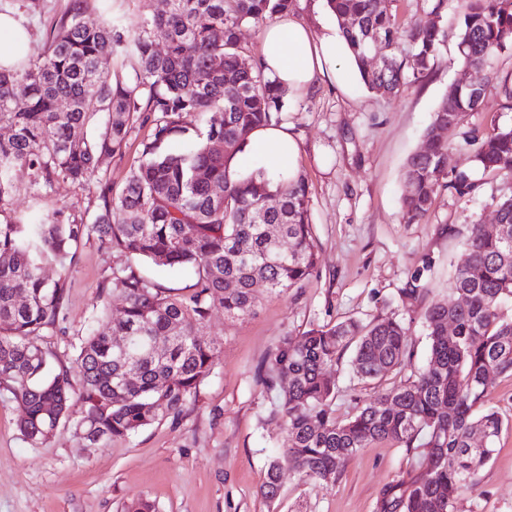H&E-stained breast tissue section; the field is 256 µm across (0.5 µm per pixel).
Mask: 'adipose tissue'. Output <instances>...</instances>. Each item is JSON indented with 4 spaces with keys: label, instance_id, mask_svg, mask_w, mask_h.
I'll return each mask as SVG.
<instances>
[{
    "label": "adipose tissue",
    "instance_id": "obj_1",
    "mask_svg": "<svg viewBox=\"0 0 512 512\" xmlns=\"http://www.w3.org/2000/svg\"><path fill=\"white\" fill-rule=\"evenodd\" d=\"M0 68L11 69L28 59L30 38L11 15L0 13ZM259 63L271 77L289 91L308 92L317 80L333 77L347 85L355 63L340 30L331 25L313 32L294 16H287L263 27L260 34ZM298 147L292 135L283 128L263 127L253 132L249 154L272 156L279 168H294Z\"/></svg>",
    "mask_w": 512,
    "mask_h": 512
}]
</instances>
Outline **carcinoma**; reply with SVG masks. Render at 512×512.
Listing matches in <instances>:
<instances>
[{"mask_svg":"<svg viewBox=\"0 0 512 512\" xmlns=\"http://www.w3.org/2000/svg\"><path fill=\"white\" fill-rule=\"evenodd\" d=\"M295 0H169L147 14L137 32L120 28L109 10L84 21L86 0L50 28L44 52L19 69H0V208L19 174L34 189L59 179L98 183L92 223L64 208H30L0 222V385L24 409L17 427L42 445L69 426L89 444L126 438L157 420L178 417L213 371V350L202 339L213 310L241 319L260 304L258 282L271 295L300 288L313 275L317 252L309 187L299 172L233 169L253 130L285 120L288 89L242 57L241 31L294 10ZM359 69L362 85L396 94L425 76L448 32L439 24L447 0H431L423 18L405 26L385 0H327ZM455 63L489 71L504 108L512 110V73L492 67L512 50V0H460ZM222 36L216 37L215 30ZM165 43L158 48L155 32ZM131 68L135 80L124 74ZM24 94L25 106L16 105ZM484 88L461 78L448 86L425 131L427 150L407 161L403 219L417 224L435 194L476 189L468 173L448 175V149L465 117L478 110ZM108 114L95 139L87 128ZM201 117L204 139L171 152L166 144L187 134L184 118ZM147 129L140 158L120 186L99 177L108 157L125 153L131 134ZM224 141V153L211 148ZM473 165L512 174V126L475 142ZM220 187L223 199L214 197ZM496 233L467 228L452 278L465 303H432L422 314L429 339L423 369L336 420V383L326 376L351 350L364 382L405 365L409 328L395 319L347 321L312 327L299 342L283 337L260 364L257 382L272 394L269 415L284 422L282 452L269 459L260 496L278 498L287 468L325 485L341 477L345 460L375 441H392L416 460L414 473L382 490L377 512H457L459 492L475 485L504 428L493 409H481L493 374L512 376V191L496 201ZM128 260L99 284L97 318L109 317L110 298L122 315L105 330L80 332L74 371L54 369L38 338L66 319L65 280L81 243ZM188 269V295L165 293L131 261ZM59 276L50 282L44 268ZM453 333H448V324ZM129 347L118 355L112 337Z\"/></svg>","mask_w":512,"mask_h":512,"instance_id":"cac0c4a2","label":"carcinoma"}]
</instances>
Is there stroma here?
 Returning <instances> with one entry per match:
<instances>
[{"instance_id":"1","label":"stroma","mask_w":512,"mask_h":512,"mask_svg":"<svg viewBox=\"0 0 512 512\" xmlns=\"http://www.w3.org/2000/svg\"><path fill=\"white\" fill-rule=\"evenodd\" d=\"M72 4L0 0V12H13L28 28L36 57L52 24ZM455 55L454 40H447L429 75L395 95L362 87L347 95L322 81L306 94L289 96L283 125L298 145L297 167L309 185L318 252L314 275L303 288L280 297L258 287L255 315L231 320L214 312L205 329L213 372L195 401L178 418L130 437L89 446L65 426L48 443L30 445L17 428L22 409L0 388V512H121L124 502L138 497L153 500L158 512H377L383 488L414 469L405 449L391 441L360 449L335 485L287 470L279 503L272 506L260 497L266 462L278 453L284 426L270 418L255 371L283 336L296 339L311 327L350 318L403 321L410 328L407 367L370 384L355 377L349 359L329 370L337 384L336 417L343 420L358 403L425 366L422 313L434 302H456L451 280L462 232L469 224H493L495 203L512 186L505 176L474 169L470 149L457 146L448 152V168L469 171L478 189L466 195L441 190L421 223L403 220L405 165L423 150L433 112L458 76ZM510 124L512 110L502 108L490 87L462 130L481 138ZM34 203L89 218L97 209V186L59 181L37 194L28 178H19L0 220L18 217ZM116 262L97 240L80 247L67 283V332L48 331L40 339L55 366H73L76 332L91 322L98 285ZM417 273L427 292L404 303L401 291ZM484 405L497 410L507 426L492 458L479 469L477 486L461 493L458 512H512V376H494Z\"/></svg>"}]
</instances>
